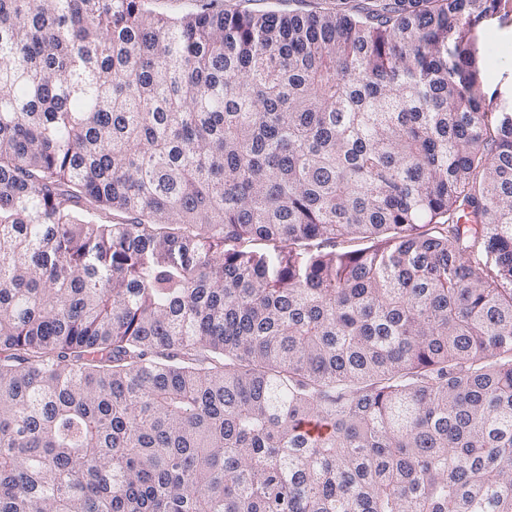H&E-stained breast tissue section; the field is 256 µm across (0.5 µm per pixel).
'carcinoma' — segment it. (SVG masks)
<instances>
[{
	"label": "carcinoma",
	"mask_w": 512,
	"mask_h": 512,
	"mask_svg": "<svg viewBox=\"0 0 512 512\" xmlns=\"http://www.w3.org/2000/svg\"><path fill=\"white\" fill-rule=\"evenodd\" d=\"M501 3L0 0V512H512ZM150 9L162 16L180 17L196 11L202 4L210 3V0H149ZM289 1V2H288ZM224 9H237L249 12H263L269 9L323 11L336 7V0H217L212 2ZM512 0L505 9L484 18L476 23L471 30L479 53L484 55V77L487 99L492 93H500L512 100ZM508 15L504 18V13ZM502 47L504 54L499 55L496 49Z\"/></svg>",
	"instance_id": "1"
}]
</instances>
